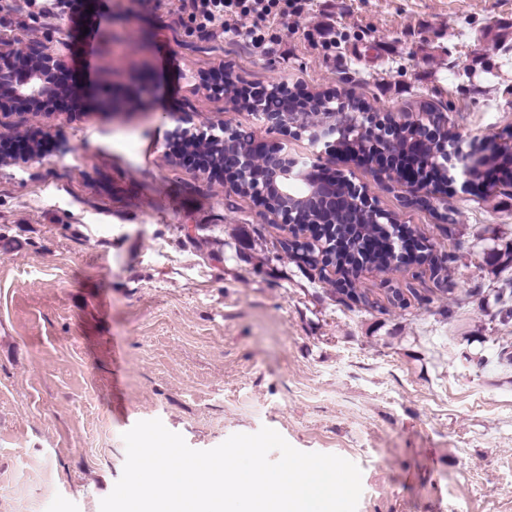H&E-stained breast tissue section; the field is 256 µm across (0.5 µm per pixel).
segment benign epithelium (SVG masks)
<instances>
[{"mask_svg": "<svg viewBox=\"0 0 512 512\" xmlns=\"http://www.w3.org/2000/svg\"><path fill=\"white\" fill-rule=\"evenodd\" d=\"M42 42L38 33L14 43L12 49L0 53V92L6 90L16 104V110L32 116L49 111L48 100L56 94L50 75L64 65L63 56L39 51ZM293 95L285 84H275L260 91L256 103L268 128L282 133L302 130L309 141L318 145L343 143L366 139L360 157L371 166L375 180L404 190L407 202L423 203L437 196L433 185L423 171L412 165L405 169L380 166L381 158H390L391 143L401 133L412 136L410 154L420 155V147L427 138L435 139L430 165L448 168L451 152L458 151V136L448 133L436 137L437 130L447 126L446 118L438 112L390 113V120H380L354 104L345 96L323 100L319 112L308 113V106H292ZM172 140H179L215 154L214 166L235 177L232 191L252 187L251 194L275 220L288 227V242L303 246L296 256L312 263L324 258L327 245L323 242L327 223L337 212L348 209L346 224H361L360 215L373 218L375 224H398L397 218L369 202L368 190L352 186L336 175H321L323 164L303 162L288 152L280 141L257 143L247 134L228 124L211 125L202 129L187 125L180 119L171 131ZM503 142L496 136L486 137L479 151L461 155V176L464 182L475 181L479 173H487L488 161L499 157Z\"/></svg>", "mask_w": 512, "mask_h": 512, "instance_id": "obj_1", "label": "benign epithelium"}]
</instances>
